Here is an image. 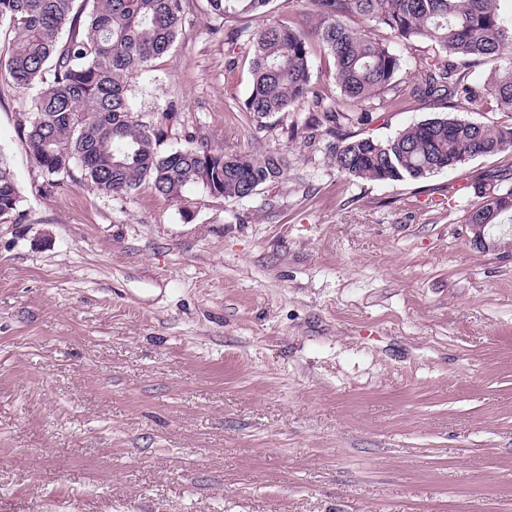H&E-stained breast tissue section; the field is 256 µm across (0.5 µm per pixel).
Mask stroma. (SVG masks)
Returning <instances> with one entry per match:
<instances>
[{"label": "stroma", "instance_id": "stroma-1", "mask_svg": "<svg viewBox=\"0 0 512 512\" xmlns=\"http://www.w3.org/2000/svg\"><path fill=\"white\" fill-rule=\"evenodd\" d=\"M185 0L174 47L133 81L161 151L286 157L227 199L90 190L42 171L0 77V512H512V229L465 224L512 152L411 182L351 178L297 107L249 123L251 53ZM374 110L378 139L450 114ZM507 124L512 115L457 109ZM21 195L13 170L0 158V223L20 224Z\"/></svg>", "mask_w": 512, "mask_h": 512}]
</instances>
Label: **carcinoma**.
<instances>
[{
  "label": "carcinoma",
  "mask_w": 512,
  "mask_h": 512,
  "mask_svg": "<svg viewBox=\"0 0 512 512\" xmlns=\"http://www.w3.org/2000/svg\"><path fill=\"white\" fill-rule=\"evenodd\" d=\"M0 0V25L13 39L0 53V75L31 92L18 136L50 175L81 169L94 191L122 194L150 187L168 200L199 186L226 199L245 198L280 179L285 162L256 160L200 141L158 149L167 113L144 121L134 113L131 80L149 71L182 32L184 0ZM222 19L262 18L272 0H206ZM310 26L264 23L231 32L252 47V83L244 111L257 126L301 106L319 114L308 140L323 134L336 168L361 180L400 183L456 169L476 156L512 150V123L486 125L431 118L378 140L351 131L372 111L402 99L449 109L495 106L512 115V13L507 0H310ZM360 16L369 28H357ZM410 46L425 40L434 55L403 80L404 58L388 37ZM334 60L336 94L312 82L310 42ZM481 65V86L470 79ZM479 203L467 224L512 223V166L486 172L473 186ZM13 170L0 158V223L22 222Z\"/></svg>",
  "instance_id": "1"
}]
</instances>
